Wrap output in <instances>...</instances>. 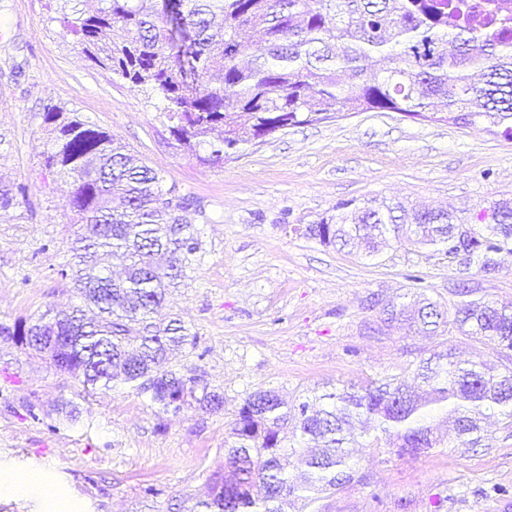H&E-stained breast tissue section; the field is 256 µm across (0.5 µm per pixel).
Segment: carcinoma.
Segmentation results:
<instances>
[{
    "label": "carcinoma",
    "mask_w": 512,
    "mask_h": 512,
    "mask_svg": "<svg viewBox=\"0 0 512 512\" xmlns=\"http://www.w3.org/2000/svg\"><path fill=\"white\" fill-rule=\"evenodd\" d=\"M74 17L60 8L63 29L78 37L86 59L134 86L151 89L177 147L189 152L217 128L208 163L235 155L257 137L338 112L430 114L461 127L486 124L512 139V0H102ZM217 82L200 95L197 80ZM54 125L47 166L72 179L71 205L82 224L68 267L85 306L47 310L34 321L1 327L54 365L106 390L121 382L150 394L159 412L177 415L191 398L224 410V393L172 365L196 347L184 321L165 326L153 314L168 288L195 261L198 241L190 199L163 188L156 169L139 165L111 135L78 118ZM24 185H0V209L26 197ZM336 222L306 227L325 244L353 247L391 239L455 248L486 276L512 259V199L495 201L479 223L449 210L404 204L336 205ZM120 257L124 276L106 272ZM459 292L453 319L428 298L392 304L382 322L435 333L456 328L499 354L512 352V309ZM293 409L273 390L250 393L193 512H286L300 491H334L354 479L352 429L376 423L400 454L440 444L425 409L448 406L458 445L474 448L486 412L512 419V368L456 359L453 348L420 361L414 382L389 379L316 396Z\"/></svg>",
    "instance_id": "1"
}]
</instances>
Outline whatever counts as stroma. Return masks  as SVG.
Returning <instances> with one entry per match:
<instances>
[{
  "label": "stroma",
  "mask_w": 512,
  "mask_h": 512,
  "mask_svg": "<svg viewBox=\"0 0 512 512\" xmlns=\"http://www.w3.org/2000/svg\"><path fill=\"white\" fill-rule=\"evenodd\" d=\"M57 0H0V181L28 201L0 210V326L78 299L66 274L80 230L67 177L45 165L44 108L79 116L124 143L195 203L200 249L156 316L197 338L175 365L223 390L224 410L159 413L148 393L85 390L46 354L0 335V473L36 475L0 512H180L202 495L247 394L296 404L314 393L408 380L432 352L453 347L494 368L496 352L451 332L385 327L383 307L420 293L453 311L458 288L512 304V264L494 277L449 259L445 247L394 243L356 254L303 235L345 200L402 199L468 219L512 199V140L478 125L356 112L278 131L214 165L175 149L165 102L91 65L57 20ZM69 401L77 420H60ZM344 488L288 512H512V427L487 418L474 448L454 434L415 456L379 431L366 437Z\"/></svg>",
  "instance_id": "stroma-1"
}]
</instances>
